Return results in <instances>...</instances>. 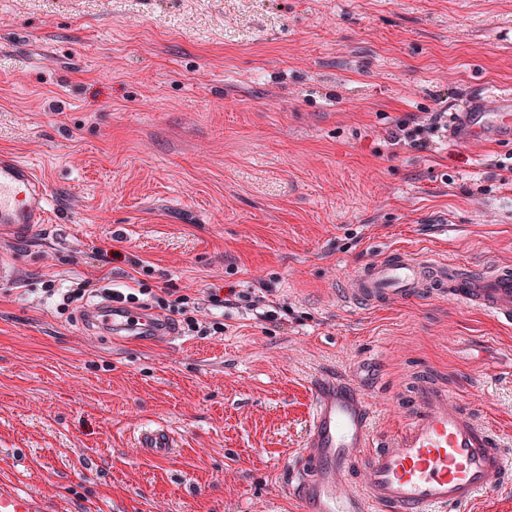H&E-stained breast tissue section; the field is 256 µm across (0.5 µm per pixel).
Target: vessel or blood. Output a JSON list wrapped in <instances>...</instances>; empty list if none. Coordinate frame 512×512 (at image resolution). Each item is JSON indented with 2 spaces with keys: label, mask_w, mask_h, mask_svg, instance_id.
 I'll list each match as a JSON object with an SVG mask.
<instances>
[{
  "label": "vessel or blood",
  "mask_w": 512,
  "mask_h": 512,
  "mask_svg": "<svg viewBox=\"0 0 512 512\" xmlns=\"http://www.w3.org/2000/svg\"><path fill=\"white\" fill-rule=\"evenodd\" d=\"M499 129L512 132V94L476 100L462 113L460 135L482 132L488 115ZM48 194L22 161L0 156V232L28 236L45 223ZM350 301L371 307L442 297L512 322V267H464L443 253L394 249L355 271L349 280ZM86 319L105 333L142 323L153 337L173 339L167 324L135 314L114 303L89 310ZM315 399L307 451L291 471L289 494L303 512H460L479 494L512 484V456L499 448L471 412L449 400L447 389L422 380L404 427L394 435L376 436L369 426V406L357 395L336 390L323 379L313 386ZM138 445L165 457L175 447L163 428L140 432ZM360 462L359 486L338 491L337 483L352 462ZM0 512H50L37 493L0 479Z\"/></svg>",
  "instance_id": "obj_1"
}]
</instances>
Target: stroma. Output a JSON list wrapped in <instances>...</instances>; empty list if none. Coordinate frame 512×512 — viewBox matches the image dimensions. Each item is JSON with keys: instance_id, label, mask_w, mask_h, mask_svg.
Segmentation results:
<instances>
[{"instance_id": "obj_1", "label": "stroma", "mask_w": 512, "mask_h": 512, "mask_svg": "<svg viewBox=\"0 0 512 512\" xmlns=\"http://www.w3.org/2000/svg\"><path fill=\"white\" fill-rule=\"evenodd\" d=\"M512 92V0H0V154L47 222L0 236V478L73 512H300L288 492L317 378L374 434L415 384L512 449V324L443 298L363 310L350 275L393 249L512 264V135L395 146L396 125ZM250 288L285 322L104 338L45 280ZM162 425L177 446L138 448Z\"/></svg>"}]
</instances>
